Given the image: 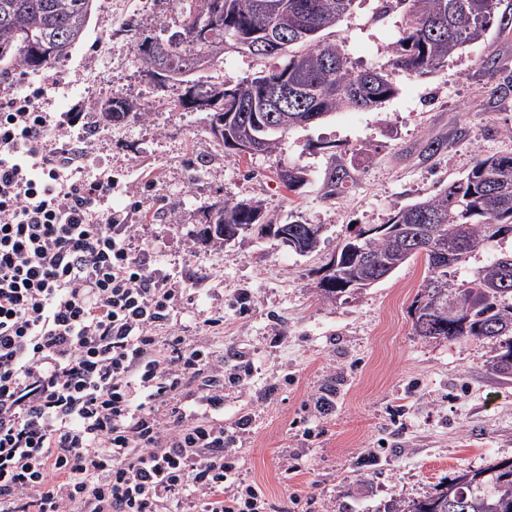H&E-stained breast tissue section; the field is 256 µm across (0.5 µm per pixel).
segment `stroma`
<instances>
[{
	"label": "stroma",
	"instance_id": "1",
	"mask_svg": "<svg viewBox=\"0 0 512 512\" xmlns=\"http://www.w3.org/2000/svg\"><path fill=\"white\" fill-rule=\"evenodd\" d=\"M407 10L403 0H356L323 34L354 69L384 71L393 98L290 130L275 154L241 160L225 157L206 111L178 106L184 84L145 72L137 45L175 31L172 0H95L68 58L39 73L0 69V98L42 88V109L70 141L81 130L71 113L126 102L129 115L107 124L90 166L118 177L111 205L137 225L134 251L186 287L174 332L200 336L203 319H223L210 344L225 366H251L243 382L224 386V426L235 436L241 475L262 489L269 512H383L391 499L432 494L460 473L512 459V377L487 367L498 342L413 332L424 258L333 302L315 288L345 239L439 192L477 156L512 155V92H496L512 76V34L490 32L418 76L391 63ZM283 63L228 50L203 76L231 87ZM431 138L445 146L429 157L423 147ZM335 163L350 178L329 196L324 182ZM280 165L304 169L307 184L287 191ZM224 199L260 201L276 224L319 225L317 251L299 255L272 237L201 242L210 205ZM324 391L334 402L328 415L315 408Z\"/></svg>",
	"mask_w": 512,
	"mask_h": 512
}]
</instances>
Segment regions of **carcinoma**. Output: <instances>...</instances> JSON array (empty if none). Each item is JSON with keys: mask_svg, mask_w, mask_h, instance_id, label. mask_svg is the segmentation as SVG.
Segmentation results:
<instances>
[{"mask_svg": "<svg viewBox=\"0 0 512 512\" xmlns=\"http://www.w3.org/2000/svg\"><path fill=\"white\" fill-rule=\"evenodd\" d=\"M93 0H0V62L7 61L27 72L48 70L66 58L84 38ZM257 0H223L224 14L218 23L200 18L199 39L175 44L148 37L137 50L145 66L156 54H165L170 72L192 74L201 51L210 61L224 56V26L244 35L266 28L288 31L287 62L231 88L204 90L187 79L186 91L207 99L209 126H225L235 137L244 124L235 110L236 97L261 100L267 84L288 78L299 96L288 104L280 128L266 137L263 153L273 154L282 137L295 127L294 117L314 113L328 116L341 110L375 108L393 97L396 89L374 69L356 71L341 51L325 55L321 33L347 14L354 0H279L281 13L264 17ZM512 32V13L496 12V0H410L404 35L391 49L392 65L420 75L443 66L465 46L484 39L491 28ZM343 166H333L327 177L328 194L348 181ZM244 202L224 200L210 206L208 224L201 238L224 244L225 235L241 224L251 225L248 234L269 235L272 221L255 220L245 213ZM512 239V156L480 157L460 178L436 195L398 209L387 229L361 240L344 241L337 250L336 268L320 278L316 288L334 301L354 294L342 284L368 286L376 281L378 264L398 268L417 255L427 263V275L419 293L431 290L439 297L426 314L428 326L413 321L421 337L444 340L472 337L496 339L502 352L488 362L490 370L511 376L503 364L512 354V252L494 253L468 277L457 280L450 271L465 267L472 254L494 242ZM457 315L448 319V307ZM386 512H512V460H501L451 480L443 489L423 498L394 499Z\"/></svg>", "mask_w": 512, "mask_h": 512, "instance_id": "1", "label": "carcinoma"}]
</instances>
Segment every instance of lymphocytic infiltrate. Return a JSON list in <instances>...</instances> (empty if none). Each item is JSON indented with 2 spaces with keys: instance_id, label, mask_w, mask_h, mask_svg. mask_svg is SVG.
Segmentation results:
<instances>
[{
  "instance_id": "obj_1",
  "label": "lymphocytic infiltrate",
  "mask_w": 512,
  "mask_h": 512,
  "mask_svg": "<svg viewBox=\"0 0 512 512\" xmlns=\"http://www.w3.org/2000/svg\"><path fill=\"white\" fill-rule=\"evenodd\" d=\"M41 96L0 105V512H267L228 449L223 356L171 333L183 288Z\"/></svg>"
}]
</instances>
